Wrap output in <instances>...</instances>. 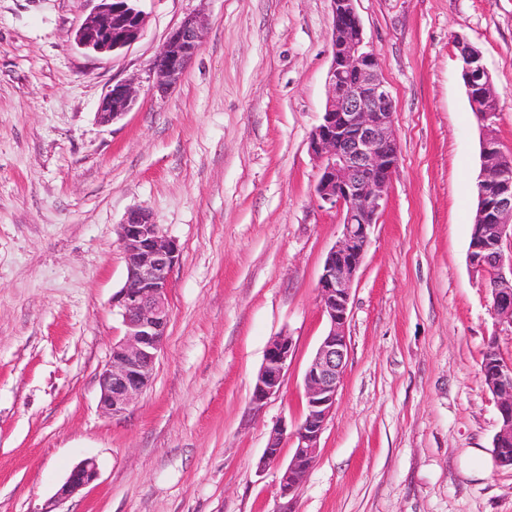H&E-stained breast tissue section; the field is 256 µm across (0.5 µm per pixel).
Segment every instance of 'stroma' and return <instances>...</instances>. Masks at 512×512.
<instances>
[{"label": "stroma", "instance_id": "stroma-1", "mask_svg": "<svg viewBox=\"0 0 512 512\" xmlns=\"http://www.w3.org/2000/svg\"><path fill=\"white\" fill-rule=\"evenodd\" d=\"M93 0H0V512H512L492 441L488 344L512 326L468 263L480 128L457 38L477 47L512 151V0H357L394 103L400 158L355 280L336 407L298 492L260 468L298 423L327 330L318 281L341 235L314 195L309 136L327 99L330 0H139L134 44L73 35ZM190 15L208 23L180 83L149 64ZM134 80L110 125L98 105ZM150 211L180 248L152 380L119 417L99 375L125 328L119 225ZM290 336L279 392L251 396L270 341ZM99 476L60 498L72 466ZM137 90L131 81H121L112 87L102 98L97 112L98 121L108 125L119 120L135 104Z\"/></svg>", "mask_w": 512, "mask_h": 512}]
</instances>
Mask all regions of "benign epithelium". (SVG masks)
I'll list each match as a JSON object with an SVG mask.
<instances>
[{
    "label": "benign epithelium",
    "mask_w": 512,
    "mask_h": 512,
    "mask_svg": "<svg viewBox=\"0 0 512 512\" xmlns=\"http://www.w3.org/2000/svg\"><path fill=\"white\" fill-rule=\"evenodd\" d=\"M96 2L93 13L75 32L80 48L110 55L139 39L145 25L142 11H126L120 7L125 0ZM330 2L329 93L321 121L310 133L309 150L318 166L315 196L321 205L339 211L342 233L328 252L318 281L328 330L306 369L304 416L292 427L282 424L273 429L260 461L262 467L278 464L284 438L291 439L293 454L279 476L284 497L301 487L313 467L321 435L336 405L348 357L346 328L352 288L399 162L394 104L379 67V53L365 39L356 0ZM203 28L201 17L189 16L172 31L151 63L159 92H168L180 81L201 50ZM457 51L461 78L483 131L475 223L491 224L496 232L495 239L471 246L469 263L475 271L492 275L486 280L492 312L512 325V258L500 250L503 241L512 239V153L503 149L492 132L496 112L486 103L497 93L482 54L463 38L457 40ZM136 99L133 82L113 84L99 104L98 121L108 125L119 120ZM119 243L126 260V279L112 305L119 309L125 334L113 344L111 361L99 375V406L113 417L123 415L151 381L172 318L170 276L180 256L176 240L144 208L127 212L119 224ZM291 354L290 337L277 336L270 342L252 404L259 406L279 391ZM493 374L490 389L498 411L512 415V364H497ZM493 446L497 462L512 466V420L499 427ZM98 475L95 459L80 461L59 495L65 498L89 486Z\"/></svg>",
    "instance_id": "benign-epithelium-1"
}]
</instances>
